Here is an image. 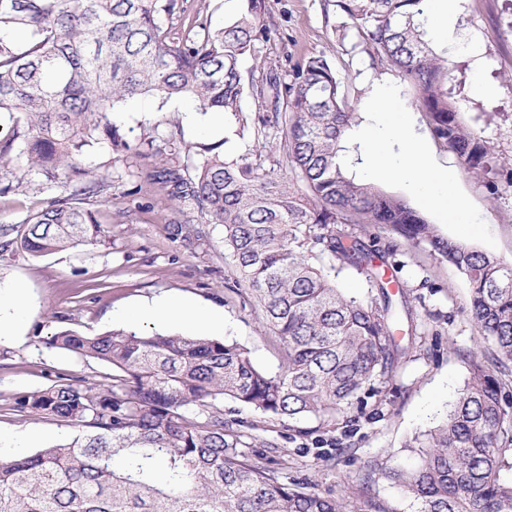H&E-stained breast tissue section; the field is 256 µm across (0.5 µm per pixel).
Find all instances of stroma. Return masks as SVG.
<instances>
[{
  "instance_id": "stroma-1",
  "label": "stroma",
  "mask_w": 512,
  "mask_h": 512,
  "mask_svg": "<svg viewBox=\"0 0 512 512\" xmlns=\"http://www.w3.org/2000/svg\"><path fill=\"white\" fill-rule=\"evenodd\" d=\"M183 5L184 22L201 18L214 28L243 7L241 0H183ZM265 5L269 35L256 41V57L244 62V70L262 61L290 74L311 54L324 55L342 92L359 108L360 123L374 125L396 159L402 142L378 113L360 109L374 87L383 86L409 108V134L425 145L434 166L454 174L455 193L472 226L466 230L448 222L407 181L369 175L366 183L403 197L441 236L512 263V187L491 191L465 170L456 153L434 136L412 84L394 69L374 64L371 48L336 0H265ZM429 40L456 65V83L466 98L465 123L481 130L499 160L512 161V0H455L447 34L433 33ZM193 109L186 99L162 105L146 95L130 102L118 123L133 141L171 132L185 145L221 138V130L186 121ZM86 164L108 177L104 193L85 203L105 230L101 241L43 257L20 252L0 258V284L23 283L30 301L23 336L0 342V430L40 429L53 442L73 438L76 428L14 415L10 403L64 375L97 380L111 373L107 363L52 345V337L67 328L100 334L113 327L109 311L163 294L223 312L224 339L248 348L259 367L278 372L279 341L224 248L223 227L202 223L190 203L164 204L163 188L143 177L144 159L113 153L104 142L89 149ZM60 192L57 184L33 177L30 190L0 198V225L22 224L30 211ZM191 227L198 236L186 237ZM394 260L411 313L414 349L400 359L385 399L373 397L351 407L343 424L334 427L307 418L304 435L232 399L217 403L225 419L237 422L255 444H277L289 483L324 495L350 494L353 512H367L370 499L382 512H414L412 501L384 472L418 464L411 441L446 416L469 378V355L487 353L491 346L469 318V289L455 267L428 248L404 242ZM370 467L377 475L366 500L358 489Z\"/></svg>"
}]
</instances>
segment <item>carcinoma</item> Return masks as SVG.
I'll return each instance as SVG.
<instances>
[{"label": "carcinoma", "instance_id": "carcinoma-1", "mask_svg": "<svg viewBox=\"0 0 512 512\" xmlns=\"http://www.w3.org/2000/svg\"><path fill=\"white\" fill-rule=\"evenodd\" d=\"M213 30L195 20L173 31L182 0H0V197L40 175L62 193L16 226L0 225V256L41 257L103 233L81 206L107 187L88 169L87 148L155 158L149 174L188 199L208 224L224 228V247L261 306L283 352L279 372L257 366L247 348L224 340L116 329L84 336L64 329L53 344L112 366L104 382L79 376L14 399L20 416L78 428L71 441L23 457L0 456V512H352L349 497L288 484L277 460L254 458L251 437L224 420L215 402L229 397L281 421L315 417L334 424L353 399L376 396L405 353L402 322L384 279L394 246L366 247L355 232L371 224L410 245L427 246L469 288V313L492 340L469 360L470 376L447 417L415 439L420 463L391 469L416 512H512V264L440 236L402 198L363 183L338 162L355 119L334 71L310 56L292 75L244 78L241 63L267 34L264 0ZM423 0H337L381 63L416 88L435 137L479 177L497 175L493 147L462 120L463 99L448 57L424 40ZM252 95L264 115L242 100ZM150 95L165 105L186 97L205 115L233 119L243 139L280 132L275 149L251 159L226 153L228 137L186 148L182 170L167 163L174 136L138 143L116 116ZM365 274L380 298L365 301L336 287V270Z\"/></svg>", "mask_w": 512, "mask_h": 512}]
</instances>
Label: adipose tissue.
<instances>
[{"label": "adipose tissue", "mask_w": 512, "mask_h": 512, "mask_svg": "<svg viewBox=\"0 0 512 512\" xmlns=\"http://www.w3.org/2000/svg\"><path fill=\"white\" fill-rule=\"evenodd\" d=\"M358 138L363 145L359 170L403 178L423 192L431 208L447 215L454 223H466L460 201L451 190L453 176L439 171L420 145L407 142L400 163L393 166L371 128H362ZM118 316L125 320L175 323L190 335L224 329L223 313L167 295L134 309L119 311ZM27 317L28 304L23 285H15L7 292L0 291V337L19 334L26 325Z\"/></svg>", "instance_id": "adipose-tissue-1"}]
</instances>
